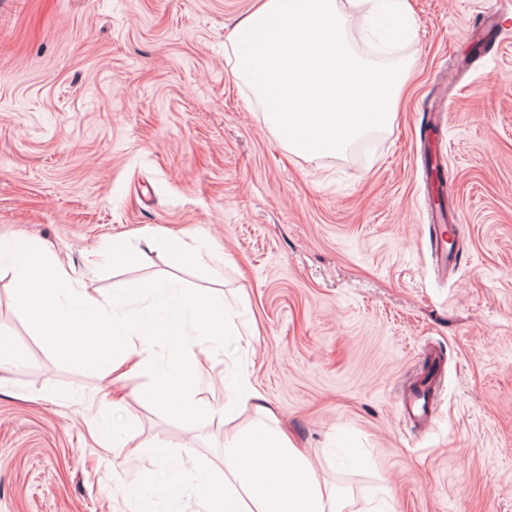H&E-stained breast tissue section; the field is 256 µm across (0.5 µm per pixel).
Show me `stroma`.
I'll return each mask as SVG.
<instances>
[{
    "instance_id": "35a3bbf8",
    "label": "stroma",
    "mask_w": 512,
    "mask_h": 512,
    "mask_svg": "<svg viewBox=\"0 0 512 512\" xmlns=\"http://www.w3.org/2000/svg\"><path fill=\"white\" fill-rule=\"evenodd\" d=\"M398 117L364 152L289 153L227 52L255 0H0V242H31L125 327L161 322L146 279L224 294L237 334L192 345L195 411L59 357L0 271V512H197L224 480V390L244 368L348 512H512V0H411ZM494 18L495 54L470 50ZM442 111L435 143L428 115ZM448 174L458 265L430 260L427 156ZM200 245L201 260L158 246ZM127 260L114 261L113 244ZM438 361L427 430L402 398ZM96 418L103 438L88 432ZM193 452L199 469L180 459Z\"/></svg>"
}]
</instances>
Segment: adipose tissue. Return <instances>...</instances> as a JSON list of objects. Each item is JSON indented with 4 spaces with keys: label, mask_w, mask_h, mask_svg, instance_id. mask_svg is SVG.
I'll list each match as a JSON object with an SVG mask.
<instances>
[{
    "label": "adipose tissue",
    "mask_w": 512,
    "mask_h": 512,
    "mask_svg": "<svg viewBox=\"0 0 512 512\" xmlns=\"http://www.w3.org/2000/svg\"><path fill=\"white\" fill-rule=\"evenodd\" d=\"M19 285L17 298L51 335L60 353L77 352L79 361L97 365L106 347L103 335H115L111 312L116 302L82 290L68 265L41 256L27 244L0 243ZM148 294L168 295L171 318L191 313L200 335L224 333V296L202 295L162 280L142 282ZM202 512H345L335 488L322 484L309 461L275 426L263 422L224 439V487L201 501Z\"/></svg>",
    "instance_id": "adipose-tissue-1"
}]
</instances>
